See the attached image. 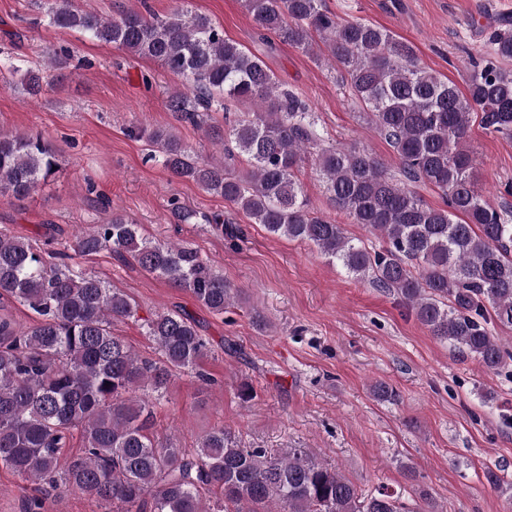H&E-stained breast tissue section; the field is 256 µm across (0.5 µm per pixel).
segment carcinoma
Segmentation results:
<instances>
[{"label": "carcinoma", "mask_w": 512, "mask_h": 512, "mask_svg": "<svg viewBox=\"0 0 512 512\" xmlns=\"http://www.w3.org/2000/svg\"><path fill=\"white\" fill-rule=\"evenodd\" d=\"M263 35L305 52L315 40L324 60L344 72L352 95L393 148L389 169L365 150L320 147L322 134L307 100L279 86L256 55L224 37V29L188 0L164 16L127 9L113 16L85 11L77 0H49L48 25L76 30L98 42L158 61L184 80L169 93L168 111L181 123L205 128L231 160L250 169L232 174L224 161L194 156L170 129L130 126L158 149L152 159L178 179L243 211L274 236L312 244L354 279L397 295L432 336L447 341L488 373L512 365V352L493 327L512 331V204L493 206L471 175L466 146L472 118L489 133L512 137V25L492 34V52L474 66L467 93L419 66L414 47L360 20H340L323 0H243ZM20 75L26 90L42 88L40 70L1 63L0 74ZM254 110L219 132L204 126L229 105ZM317 147L315 173L325 195L368 239L316 215L298 178L308 149ZM61 168L41 134L0 131V198L35 193ZM438 188L445 207L423 202L412 186ZM182 224L203 216L172 203ZM73 254L49 252L0 228V298L34 314L20 329L0 314V465L24 479L80 491L112 512H405L387 487L360 499L339 472L305 448L269 453L242 448L224 426L187 450L148 433L150 395H161L177 372H193L208 351L194 322L179 312L146 321L162 359L137 355L112 332L134 316L118 288L83 271L75 258L109 250L145 272L190 293L216 315L238 296L224 275L186 245H168L142 233L121 213L77 234ZM142 390L144 396L135 392ZM85 439L83 454L60 463L71 431ZM221 491L210 509L206 491Z\"/></svg>", "instance_id": "obj_1"}]
</instances>
